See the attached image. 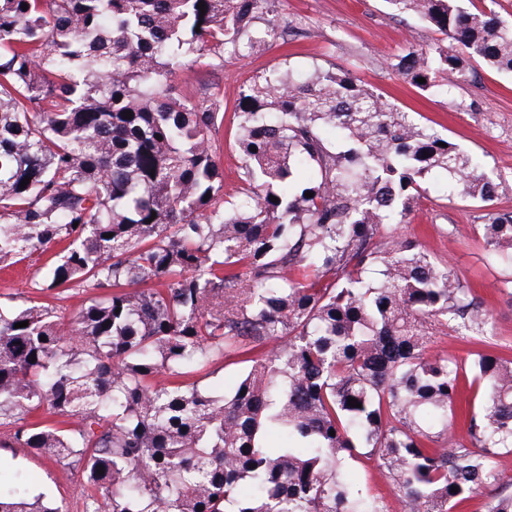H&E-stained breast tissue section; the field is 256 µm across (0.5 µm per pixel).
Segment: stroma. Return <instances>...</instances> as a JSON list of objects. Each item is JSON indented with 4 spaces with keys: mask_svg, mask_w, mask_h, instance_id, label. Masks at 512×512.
Masks as SVG:
<instances>
[{
    "mask_svg": "<svg viewBox=\"0 0 512 512\" xmlns=\"http://www.w3.org/2000/svg\"><path fill=\"white\" fill-rule=\"evenodd\" d=\"M282 24L306 29L289 47L272 45L260 56L240 60L211 56L192 72L178 77L175 94L199 103L219 96L226 114L219 133L224 187L238 183L240 155L234 147L237 128L232 114L249 81L289 62L305 71L313 65L344 68L357 65L362 83L402 110L418 113L497 175V210L512 212V75L477 64L468 82L452 87L446 98L432 101L391 68L408 45L440 41L433 27L413 16L392 14L385 0H273ZM479 208L461 202L447 182L430 178L410 223L401 225L403 237L419 241L434 258L450 261L461 280L469 282L492 314L494 334L512 346V303L499 287L501 273L484 257L470 230L478 223ZM46 260L34 252L14 267L0 271V301L41 300L36 288ZM0 464L24 473L35 492H46L64 512H78L80 471L15 448H0Z\"/></svg>",
    "mask_w": 512,
    "mask_h": 512,
    "instance_id": "1",
    "label": "stroma"
}]
</instances>
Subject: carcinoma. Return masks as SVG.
<instances>
[{"mask_svg": "<svg viewBox=\"0 0 512 512\" xmlns=\"http://www.w3.org/2000/svg\"><path fill=\"white\" fill-rule=\"evenodd\" d=\"M386 2L448 39L391 64L424 94L468 81V60L512 73L494 9ZM287 36L269 0H0V265L59 245L43 290L109 289L67 319L0 302V448L80 469L82 512H387L350 477L361 458L404 512L485 492L512 512L493 467L512 452V353L452 267L393 230L431 176L461 185L512 298L499 183L352 69L284 64L240 93L224 193L221 105L173 82ZM452 335L480 350H433ZM216 355L244 364L229 391L183 381ZM0 512L62 508L14 478Z\"/></svg>", "mask_w": 512, "mask_h": 512, "instance_id": "carcinoma-1", "label": "carcinoma"}]
</instances>
